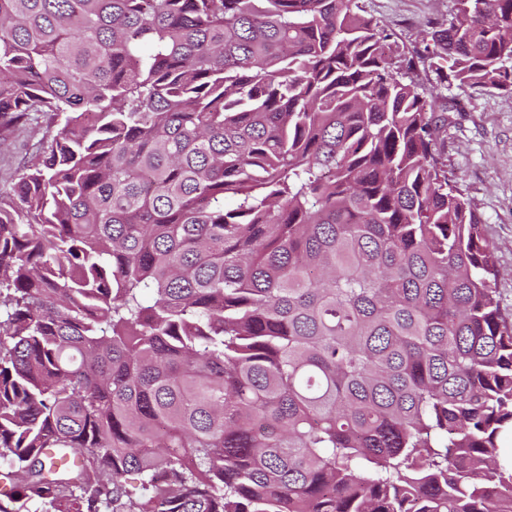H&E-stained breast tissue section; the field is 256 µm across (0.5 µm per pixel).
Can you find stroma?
Masks as SVG:
<instances>
[{"label":"stroma","instance_id":"stroma-1","mask_svg":"<svg viewBox=\"0 0 512 512\" xmlns=\"http://www.w3.org/2000/svg\"><path fill=\"white\" fill-rule=\"evenodd\" d=\"M364 9L406 45L421 44L427 21L448 22L456 0H363ZM459 109L437 139L498 257L496 286L512 314V94L480 92L454 82L443 92Z\"/></svg>","mask_w":512,"mask_h":512}]
</instances>
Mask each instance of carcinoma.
<instances>
[{
    "instance_id": "obj_1",
    "label": "carcinoma",
    "mask_w": 512,
    "mask_h": 512,
    "mask_svg": "<svg viewBox=\"0 0 512 512\" xmlns=\"http://www.w3.org/2000/svg\"><path fill=\"white\" fill-rule=\"evenodd\" d=\"M425 33L0 0V132L46 123L0 191V512H512V316L426 99L512 91V0Z\"/></svg>"
}]
</instances>
